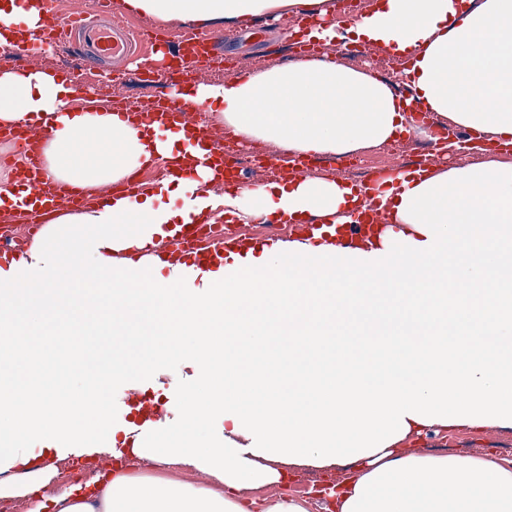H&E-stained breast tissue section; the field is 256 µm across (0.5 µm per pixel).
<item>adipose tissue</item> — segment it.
I'll return each mask as SVG.
<instances>
[{
  "mask_svg": "<svg viewBox=\"0 0 512 512\" xmlns=\"http://www.w3.org/2000/svg\"><path fill=\"white\" fill-rule=\"evenodd\" d=\"M325 0H120L161 21L280 17ZM40 0H0V45L40 28ZM311 39L368 43L407 58L415 101L454 125L512 135V0H377ZM61 75L0 73V124L56 113L43 147L49 177L81 188L115 184L169 152L174 132L148 130L102 107L69 109ZM189 103L246 139L292 154L340 156L411 132L388 84L333 59L274 67L186 92ZM197 179L118 195L50 218L27 262L0 268V498L33 497L30 512H309L297 498L258 507L254 490L279 484L281 465H352L329 494L336 512H512V461L425 454L432 427L512 429V162L397 174L365 204L391 225L367 246L291 240L228 253L218 265L132 259L154 238L217 205L244 221L307 216L352 221V186L304 177L245 185L216 200ZM176 190L180 208L162 201ZM287 261H280V253ZM90 256L75 275L71 260ZM78 278L84 299L55 294ZM480 285L479 299L463 285ZM107 309L112 333L132 340L112 357L89 353L85 380L44 370L22 341L29 319L66 321L86 335ZM172 358L193 381L143 413L141 395ZM223 434H209L214 419ZM74 449L204 473L210 488L115 467L105 483L47 492L49 476L18 487L4 472L33 449Z\"/></svg>",
  "mask_w": 512,
  "mask_h": 512,
  "instance_id": "ef3b65f1",
  "label": "adipose tissue"
}]
</instances>
